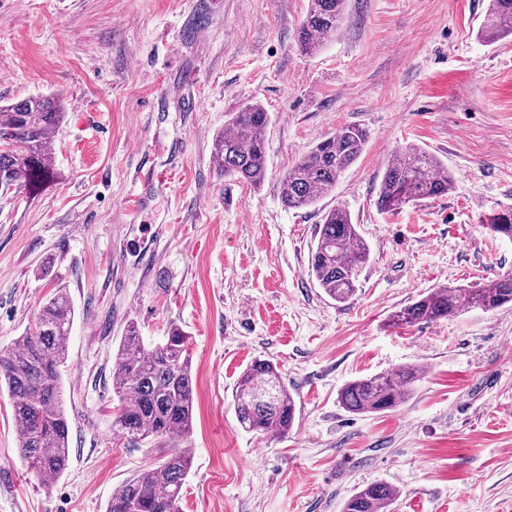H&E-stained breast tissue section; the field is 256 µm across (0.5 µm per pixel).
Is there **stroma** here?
I'll list each match as a JSON object with an SVG mask.
<instances>
[{"label": "stroma", "mask_w": 512, "mask_h": 512, "mask_svg": "<svg viewBox=\"0 0 512 512\" xmlns=\"http://www.w3.org/2000/svg\"><path fill=\"white\" fill-rule=\"evenodd\" d=\"M488 0H347L336 35L297 48L309 0H0V104L56 96L53 177L0 190V350L65 289L75 317L63 386L69 467L45 487L22 465L0 389V512H106L168 451L112 431L114 354L189 336L192 466L182 512H342L377 483L392 512H512V306L391 327L431 289L512 273V40L483 41ZM203 109L190 111V99ZM257 102L271 119L259 187L224 178L213 142ZM347 125L365 149L329 192L289 210L280 182ZM414 144L455 178L448 195L376 207L391 154ZM345 206L370 247L345 303L309 275L323 211ZM276 363L296 423L266 439L232 393ZM415 363L403 405L354 415L349 381Z\"/></svg>", "instance_id": "stroma-1"}]
</instances>
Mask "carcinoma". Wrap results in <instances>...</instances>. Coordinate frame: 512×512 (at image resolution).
Listing matches in <instances>:
<instances>
[{
    "instance_id": "cac0c4a2",
    "label": "carcinoma",
    "mask_w": 512,
    "mask_h": 512,
    "mask_svg": "<svg viewBox=\"0 0 512 512\" xmlns=\"http://www.w3.org/2000/svg\"><path fill=\"white\" fill-rule=\"evenodd\" d=\"M346 0H310L299 27L298 47L311 53L339 30ZM480 36L498 41L512 36V0H489ZM62 118L58 101L42 96L0 105V177L3 186L35 190L51 177L50 133ZM269 112L258 103L234 113L228 131L218 135L213 163L226 177L258 186L266 173L265 133ZM368 132L347 125L327 137L291 167L281 183L289 208L313 205L334 187L358 160ZM455 179L434 154L416 145L393 152L382 177L378 210L392 212L409 203L448 194ZM490 229L512 236V208L490 218ZM370 249L350 213L336 207L323 213L310 272L331 299L342 303L355 292ZM512 303V274L478 288H433L395 312L394 325L446 319L469 307L493 311ZM74 310L59 289L39 310L34 326L13 348L0 353V387L7 390L18 423L20 458L36 480L49 487L65 473L70 459L69 422L63 406L62 368L68 358ZM188 336L177 325L164 340L147 345L135 325H128L115 353L112 392L117 398L112 429L137 443L177 440L157 464L126 480L112 493L106 512H181V491L191 463L190 437L194 412V380L187 352ZM424 372L417 364L357 378L338 394L352 414L382 413L404 404ZM233 407L239 426L270 437L292 429L296 403L278 366L253 361L237 380ZM398 497L393 487L370 485L344 504L343 512H390Z\"/></svg>"
}]
</instances>
